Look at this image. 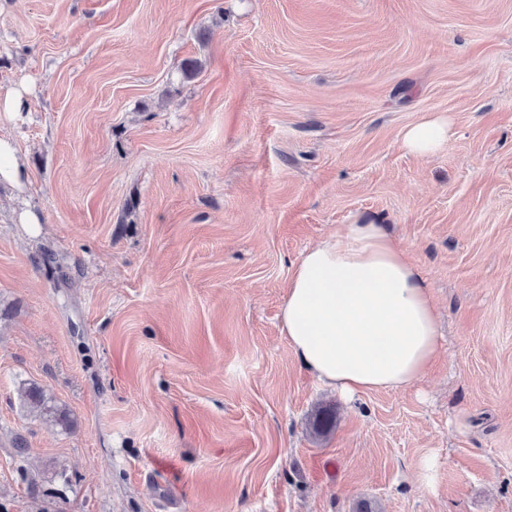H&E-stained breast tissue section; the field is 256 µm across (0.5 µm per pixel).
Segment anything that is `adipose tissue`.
<instances>
[{"label": "adipose tissue", "mask_w": 512, "mask_h": 512, "mask_svg": "<svg viewBox=\"0 0 512 512\" xmlns=\"http://www.w3.org/2000/svg\"><path fill=\"white\" fill-rule=\"evenodd\" d=\"M447 120L409 128L411 154H435ZM299 362L322 384L353 396L420 381L439 351V319L425 279L380 219L353 216L296 262L280 315Z\"/></svg>", "instance_id": "adipose-tissue-1"}]
</instances>
